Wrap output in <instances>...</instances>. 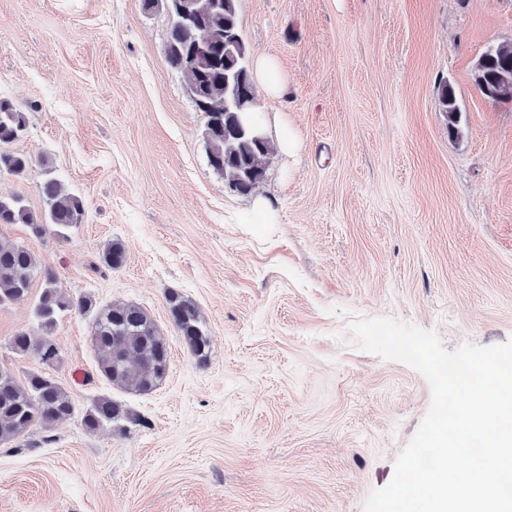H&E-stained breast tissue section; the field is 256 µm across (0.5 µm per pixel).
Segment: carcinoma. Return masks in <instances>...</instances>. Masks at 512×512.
<instances>
[{
    "mask_svg": "<svg viewBox=\"0 0 512 512\" xmlns=\"http://www.w3.org/2000/svg\"><path fill=\"white\" fill-rule=\"evenodd\" d=\"M142 2L145 10L164 7L172 19L165 55L169 65L187 77L191 97L206 102L205 132L209 133L211 151L224 160L220 174L230 184L254 169L265 177L275 144L268 138L255 144L236 128L232 88L237 76H243L245 89H253L246 65L247 48L239 27L238 0H224L222 11L213 7V0H183L184 15L174 0ZM220 40L224 41L222 60L204 50L208 43ZM486 77L496 86L498 100L512 101V41L496 44L494 57L486 66ZM439 107L448 122V134H461V110L446 83L439 87ZM25 128L24 113L12 102L0 99V146L16 141ZM37 166L44 170L40 193L45 209L36 214L23 204L21 197L0 195V225L24 224L35 236L52 234L65 238L69 228L84 220L82 198L51 175L44 159L0 150V172L24 178ZM125 260L126 250L119 241L108 243L101 254L103 265L110 270L120 269ZM40 274L44 288L33 313L41 333L13 336L11 347L17 354H33L47 366L55 364L58 350L50 349L53 341L49 335L59 314L75 309L93 314L91 344L99 354L100 372L113 385L148 393L165 377L170 366L169 348L147 310L134 303L98 307L87 295L67 297L56 287L53 274L39 267L28 248L0 241V304L26 299L33 279ZM166 304L190 353L201 360L207 358L209 339L198 306L174 289L168 290ZM79 412L52 375L32 372L21 382L9 369L0 367V445L15 441L36 427L49 430ZM80 413L89 431L127 416L120 403L105 396L94 398Z\"/></svg>",
    "mask_w": 512,
    "mask_h": 512,
    "instance_id": "carcinoma-1",
    "label": "carcinoma"
}]
</instances>
